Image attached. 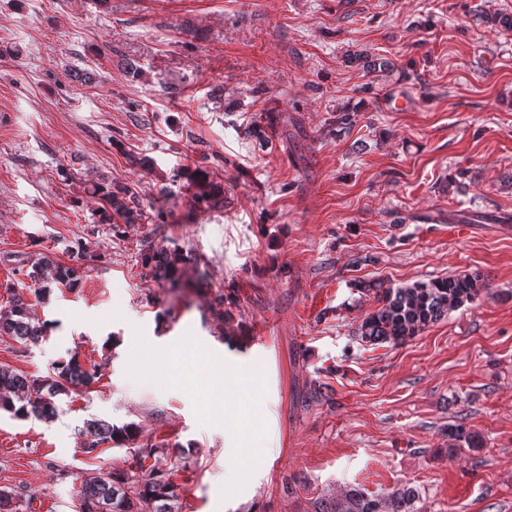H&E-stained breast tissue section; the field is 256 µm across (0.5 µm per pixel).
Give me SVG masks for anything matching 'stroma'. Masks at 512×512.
<instances>
[{
  "instance_id": "1",
  "label": "stroma",
  "mask_w": 512,
  "mask_h": 512,
  "mask_svg": "<svg viewBox=\"0 0 512 512\" xmlns=\"http://www.w3.org/2000/svg\"><path fill=\"white\" fill-rule=\"evenodd\" d=\"M480 8L512 16V0H0V309L16 292L48 325L27 348L0 335V365L99 367L52 423L0 411L19 512H82L83 481L139 477L150 444L183 512H313L350 485L512 512V31ZM361 50L393 73L347 63ZM343 106L358 117L340 131ZM198 169L223 208L195 204ZM111 182L143 212L117 233L88 195ZM146 240L187 255L178 288L146 276ZM79 242L78 286L34 302L32 267ZM475 271L491 294L407 343L356 337L378 307L361 285ZM187 342L263 371L253 468L224 454L236 420L164 381ZM460 419L481 447L449 448ZM90 420L134 424L133 446L84 453Z\"/></svg>"
}]
</instances>
